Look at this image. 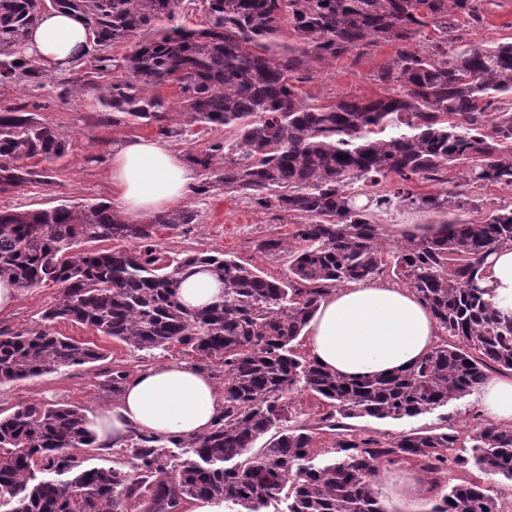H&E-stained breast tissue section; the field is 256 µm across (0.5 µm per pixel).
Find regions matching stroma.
Segmentation results:
<instances>
[{
	"label": "stroma",
	"instance_id": "stroma-1",
	"mask_svg": "<svg viewBox=\"0 0 512 512\" xmlns=\"http://www.w3.org/2000/svg\"><path fill=\"white\" fill-rule=\"evenodd\" d=\"M472 44L512 41V0H497L490 9L485 26L463 33ZM396 54L395 44L382 42L361 51H353L329 63H311L302 74L301 91L331 104L342 97L376 99L384 96L383 84L376 82L374 73ZM63 74H54L44 85L13 84L0 86V103L21 105L38 118L57 128L68 140L67 153L50 163V179L32 183L12 193L0 195V208L28 210L66 203L111 202L112 185L108 167L113 144L131 137H157L152 125L131 126L113 122L110 109L90 95L72 93L67 98L58 95ZM183 207L195 210L198 220L186 233L159 231L156 239L171 252L196 248L216 249L243 259L274 278L288 272V257L270 256L258 250V242L281 231L282 224L245 203L236 194L218 192L211 195L189 194ZM57 295L53 288H32L21 291L16 307L0 315V327L23 328L38 323L41 313ZM54 331L78 340L95 341L106 354L105 360L72 367L62 374H48L0 385V412L12 411L29 401L61 402L81 407L93 413L111 407L116 397L109 377L113 369H135L138 363L123 343L106 336H95L87 328L66 321H56ZM474 396L450 402L447 412H433L401 420L355 419V426L371 435L383 438L410 430L442 427L444 422L455 424L462 434H469L480 419Z\"/></svg>",
	"mask_w": 512,
	"mask_h": 512
}]
</instances>
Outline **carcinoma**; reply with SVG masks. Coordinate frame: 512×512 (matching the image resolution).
<instances>
[{"mask_svg":"<svg viewBox=\"0 0 512 512\" xmlns=\"http://www.w3.org/2000/svg\"><path fill=\"white\" fill-rule=\"evenodd\" d=\"M494 2L0 0L1 84L52 79L25 57L26 35L43 12H69L88 32L90 70L63 93L74 86L95 94L124 122L152 124L166 137L224 133L191 157L206 175L197 192L222 187L293 225L258 245L288 253V274L277 279L218 250L161 248L158 228L175 233L196 222L185 207L142 220L102 202L0 209V278L22 290L57 289L40 323L0 328V384L105 358L95 343L52 331L56 319L116 339L143 361L177 347L224 381V410L207 432L134 431L125 440L127 471L87 465L94 438L78 406L28 402L1 412L0 512H126L131 500L143 512H185L191 501L227 512H381L374 476L401 461L414 462L436 490L471 464L512 482V427L490 423L466 442L446 426L380 440L344 423L431 413L475 391L488 371L512 372V315L477 281L489 256L512 247V208L468 222L458 212L473 199L447 188L462 164L465 185L512 189V42L469 46L462 36L484 25ZM194 3L205 24L175 23ZM285 24L294 45L280 41ZM381 42L397 45L374 74L385 96L317 104L295 85L310 62ZM164 85L182 93L179 131L152 94ZM67 150L64 135L35 113L0 105V194L49 178L41 163ZM415 183L436 190L421 194ZM395 199L439 221L422 233H390L373 217ZM200 267L224 292L190 309L179 287ZM386 271L443 332L427 355L403 370L349 379L298 352L331 292ZM302 392L329 410L313 421L292 412ZM324 432L333 447H316ZM428 512L505 510L500 494L464 481L436 495Z\"/></svg>","mask_w":512,"mask_h":512,"instance_id":"carcinoma-1","label":"carcinoma"}]
</instances>
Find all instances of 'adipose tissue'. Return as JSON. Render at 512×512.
<instances>
[{
  "label": "adipose tissue",
  "mask_w": 512,
  "mask_h": 512,
  "mask_svg": "<svg viewBox=\"0 0 512 512\" xmlns=\"http://www.w3.org/2000/svg\"><path fill=\"white\" fill-rule=\"evenodd\" d=\"M86 42L74 16L49 12L30 29L25 55L41 70H70ZM110 178L120 211L131 219L170 207L194 188L183 156L158 140L136 137L112 149ZM480 287L512 311V249L488 258ZM310 356L338 375L385 374L415 364L436 344L439 329L430 311L407 288L358 281L323 300L306 328ZM477 406L497 425H512V377H490L478 388ZM224 409L210 375L196 365L166 363L139 371L112 408L88 415L86 427L107 448L131 432L165 438L205 432ZM375 487L387 512H425L419 475L378 471Z\"/></svg>",
  "instance_id": "ef3b65f1"
}]
</instances>
